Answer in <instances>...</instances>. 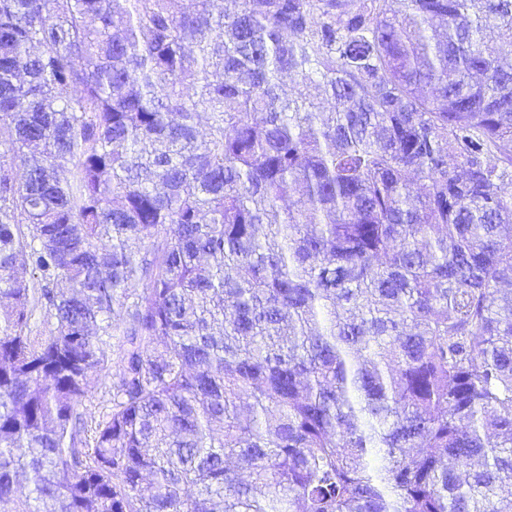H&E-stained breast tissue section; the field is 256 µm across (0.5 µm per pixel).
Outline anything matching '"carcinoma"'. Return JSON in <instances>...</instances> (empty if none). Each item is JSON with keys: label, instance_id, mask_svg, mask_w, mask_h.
<instances>
[{"label": "carcinoma", "instance_id": "cac0c4a2", "mask_svg": "<svg viewBox=\"0 0 512 512\" xmlns=\"http://www.w3.org/2000/svg\"><path fill=\"white\" fill-rule=\"evenodd\" d=\"M508 56L512 0H0V501L512 512Z\"/></svg>", "mask_w": 512, "mask_h": 512}]
</instances>
